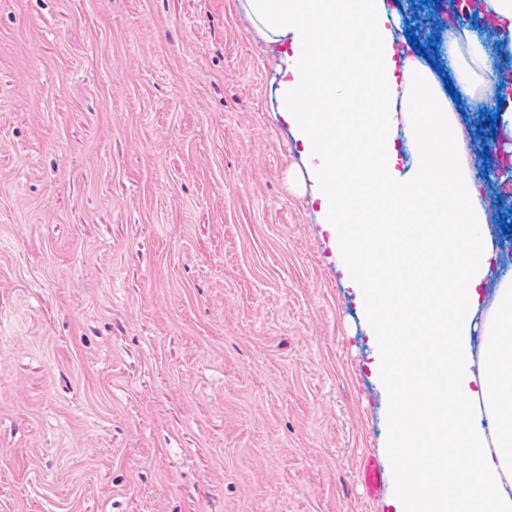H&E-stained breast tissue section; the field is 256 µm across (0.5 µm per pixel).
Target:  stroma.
I'll return each mask as SVG.
<instances>
[{
	"instance_id": "35a3bbf8",
	"label": "stroma",
	"mask_w": 512,
	"mask_h": 512,
	"mask_svg": "<svg viewBox=\"0 0 512 512\" xmlns=\"http://www.w3.org/2000/svg\"><path fill=\"white\" fill-rule=\"evenodd\" d=\"M395 36L499 30L400 0ZM245 0H0V512H393L381 337ZM468 157L512 153L461 94ZM401 336L430 274L394 249ZM376 458L384 492L357 473Z\"/></svg>"
}]
</instances>
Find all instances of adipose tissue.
Segmentation results:
<instances>
[{
	"mask_svg": "<svg viewBox=\"0 0 512 512\" xmlns=\"http://www.w3.org/2000/svg\"><path fill=\"white\" fill-rule=\"evenodd\" d=\"M246 7L269 40L290 43L280 108L300 131L325 223L343 236L360 218L375 255L387 253L406 225L428 227L411 238L410 254L435 255L416 296L434 337L438 396L428 418L397 419L437 434L442 468L425 479L429 458L403 451L394 512H512V280L485 301L492 233L452 104L431 69L400 59L386 0H246ZM448 43L468 94L492 95L483 45L464 31L449 32ZM317 79L331 98L351 104L331 145L330 113L305 105ZM404 130L414 141L408 164L398 149ZM355 191L360 206L342 203ZM349 274L377 335H392L391 293L367 264L355 262Z\"/></svg>",
	"mask_w": 512,
	"mask_h": 512,
	"instance_id": "1",
	"label": "adipose tissue"
}]
</instances>
